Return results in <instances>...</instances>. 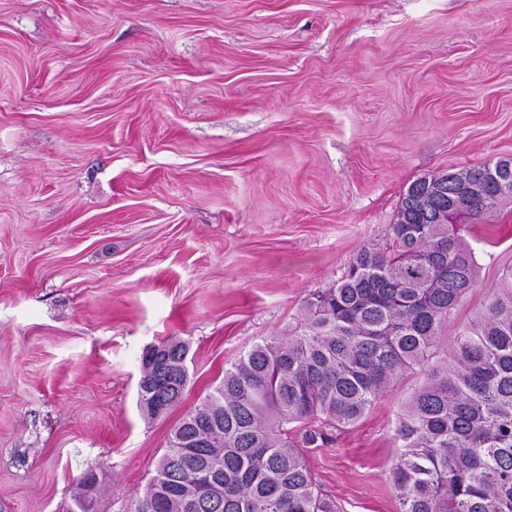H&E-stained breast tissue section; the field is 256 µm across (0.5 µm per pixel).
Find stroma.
I'll use <instances>...</instances> for the list:
<instances>
[{"mask_svg":"<svg viewBox=\"0 0 512 512\" xmlns=\"http://www.w3.org/2000/svg\"><path fill=\"white\" fill-rule=\"evenodd\" d=\"M512 159V0H0V512H135L173 427L384 242L417 179ZM512 270V203L462 230ZM189 345L182 403L141 358ZM399 376L306 451L342 512H396ZM188 351L186 342L172 338L152 348L143 358L137 402L150 418L166 414L181 402L189 383L185 360Z\"/></svg>","mask_w":512,"mask_h":512,"instance_id":"stroma-1","label":"stroma"}]
</instances>
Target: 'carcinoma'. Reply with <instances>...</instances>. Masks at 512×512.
Listing matches in <instances>:
<instances>
[{"instance_id": "carcinoma-1", "label": "carcinoma", "mask_w": 512, "mask_h": 512, "mask_svg": "<svg viewBox=\"0 0 512 512\" xmlns=\"http://www.w3.org/2000/svg\"><path fill=\"white\" fill-rule=\"evenodd\" d=\"M501 161L410 185L386 241L362 247L305 301L292 330L252 345L173 428L137 512H339L304 449L355 425L405 370L426 383L399 417L392 468L397 512H512V277L429 363L441 329L476 286L477 262L448 202ZM512 202L486 193L470 222ZM186 342L143 358L138 406L157 418L189 383Z\"/></svg>"}]
</instances>
